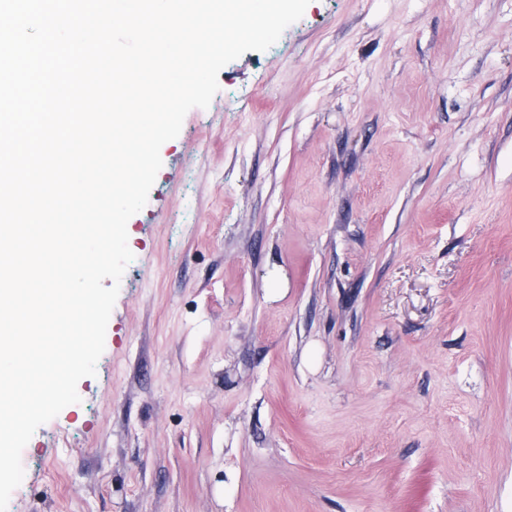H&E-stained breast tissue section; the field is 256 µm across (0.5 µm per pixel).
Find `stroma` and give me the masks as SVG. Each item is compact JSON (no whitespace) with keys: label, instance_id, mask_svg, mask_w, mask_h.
Here are the masks:
<instances>
[{"label":"stroma","instance_id":"35a3bbf8","mask_svg":"<svg viewBox=\"0 0 512 512\" xmlns=\"http://www.w3.org/2000/svg\"><path fill=\"white\" fill-rule=\"evenodd\" d=\"M218 82L7 512H512V0H311Z\"/></svg>","mask_w":512,"mask_h":512}]
</instances>
